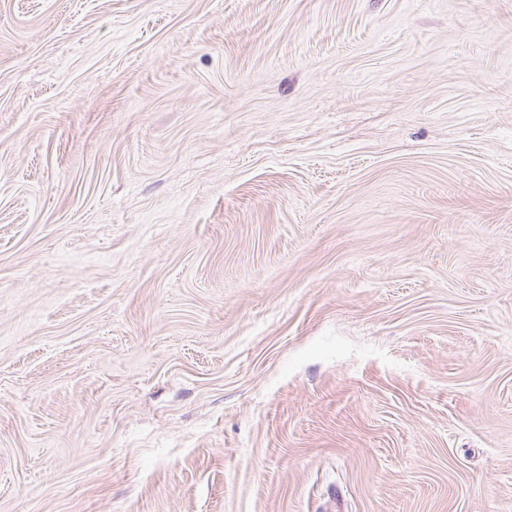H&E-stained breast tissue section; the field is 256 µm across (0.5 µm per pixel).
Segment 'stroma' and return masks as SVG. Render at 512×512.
I'll use <instances>...</instances> for the list:
<instances>
[{
	"mask_svg": "<svg viewBox=\"0 0 512 512\" xmlns=\"http://www.w3.org/2000/svg\"><path fill=\"white\" fill-rule=\"evenodd\" d=\"M0 512H512V0H0Z\"/></svg>",
	"mask_w": 512,
	"mask_h": 512,
	"instance_id": "stroma-1",
	"label": "stroma"
}]
</instances>
